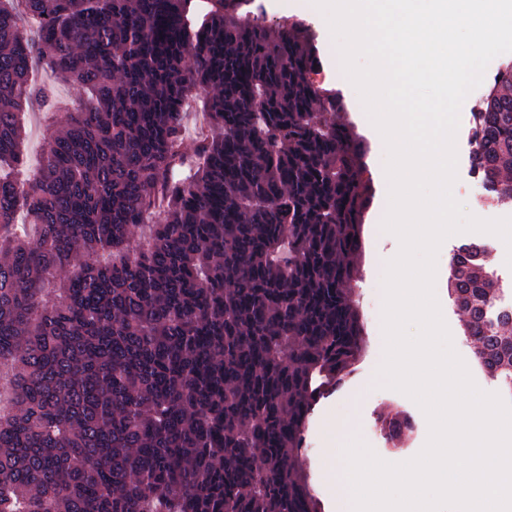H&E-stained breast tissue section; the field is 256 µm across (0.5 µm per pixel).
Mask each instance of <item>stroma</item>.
<instances>
[{"mask_svg": "<svg viewBox=\"0 0 512 512\" xmlns=\"http://www.w3.org/2000/svg\"><path fill=\"white\" fill-rule=\"evenodd\" d=\"M264 24L274 26L285 20H300L306 24L313 36L320 58L321 74L316 81L324 87L338 91L343 100L342 115L351 122L358 135L365 141L367 151L361 159L365 175L371 185V201L363 217V253L359 278L354 286L359 309L365 324L364 349L354 364L345 382L325 391L318 398L309 421L306 447L301 463L310 477L313 490L319 500L321 512H339L337 505L347 495L342 485H329L319 466L325 449L326 428L331 420L348 425L351 434L360 436L379 458L409 459L424 447L429 433L427 419L418 405L405 394L383 387L378 375L379 364L384 354L382 332L383 288L377 279L388 261L392 247V235L381 228L387 213V191L380 168L385 146L374 128L364 117L365 109L359 93L347 77L337 75L336 56L338 47L330 31L320 25L308 10L305 0H252ZM486 92L478 86L462 104L460 124L456 135L457 179L453 184L454 197L466 211L481 219L512 217V202L490 200L483 188L473 182L470 167V129L472 114ZM83 90L77 84H59L55 88L50 108L28 112L24 124L28 134L22 165L16 173L25 176L32 173L40 162L44 133L47 127L65 123L68 112L74 111ZM206 94L195 90L183 105L182 149L194 153L201 138L211 134L213 128L205 108ZM463 234L448 237L440 246L436 260L435 293L443 318L452 337V343L463 361H470V350L465 344L459 321L448 300V258L453 249L463 241ZM389 404L400 406L417 423V429L402 450L387 447L381 433L378 415Z\"/></svg>", "mask_w": 512, "mask_h": 512, "instance_id": "obj_1", "label": "stroma"}]
</instances>
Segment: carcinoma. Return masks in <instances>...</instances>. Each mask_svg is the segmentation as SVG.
Returning a JSON list of instances; mask_svg holds the SVG:
<instances>
[{
    "label": "carcinoma",
    "mask_w": 512,
    "mask_h": 512,
    "mask_svg": "<svg viewBox=\"0 0 512 512\" xmlns=\"http://www.w3.org/2000/svg\"><path fill=\"white\" fill-rule=\"evenodd\" d=\"M23 3L0 6V165L22 156L36 63L88 100L32 178L0 175V512H320L299 457L321 387L363 349L369 180L365 145L327 117L340 98L310 78V29L267 27L243 0L194 24L192 0ZM196 87L214 135L188 160ZM507 103L511 64L473 113L471 169L512 202ZM468 245L448 298L512 400V303L486 243ZM380 418L393 444L412 432L404 411Z\"/></svg>",
    "instance_id": "obj_1"
}]
</instances>
